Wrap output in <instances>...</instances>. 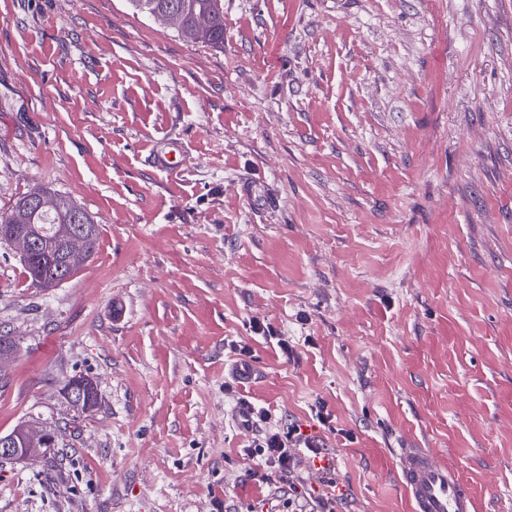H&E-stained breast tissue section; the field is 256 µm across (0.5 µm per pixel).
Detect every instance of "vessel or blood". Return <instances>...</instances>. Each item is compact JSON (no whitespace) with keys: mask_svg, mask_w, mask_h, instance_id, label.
I'll return each instance as SVG.
<instances>
[{"mask_svg":"<svg viewBox=\"0 0 512 512\" xmlns=\"http://www.w3.org/2000/svg\"><path fill=\"white\" fill-rule=\"evenodd\" d=\"M150 160L156 168L173 171L181 166L182 151L171 144L151 154ZM396 456L413 512H479L475 495L458 472L436 461L429 449L404 446Z\"/></svg>","mask_w":512,"mask_h":512,"instance_id":"1","label":"vessel or blood"}]
</instances>
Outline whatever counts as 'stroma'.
<instances>
[{"label":"stroma","instance_id":"1","mask_svg":"<svg viewBox=\"0 0 512 512\" xmlns=\"http://www.w3.org/2000/svg\"><path fill=\"white\" fill-rule=\"evenodd\" d=\"M38 189L99 241L55 288L0 242V434L61 445L0 462V512H281L292 481L412 512L401 444L512 512V0H224L220 48L127 0H0V213ZM244 402L323 458L248 456ZM182 155L180 147L169 144L163 150L156 151V153L151 152L150 160L156 168L174 171L181 167ZM96 390V384L93 380H75L64 389L66 399L72 406H81L90 404L93 398L92 391Z\"/></svg>","mask_w":512,"mask_h":512}]
</instances>
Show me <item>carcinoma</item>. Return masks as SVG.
I'll return each instance as SVG.
<instances>
[{
	"mask_svg": "<svg viewBox=\"0 0 512 512\" xmlns=\"http://www.w3.org/2000/svg\"><path fill=\"white\" fill-rule=\"evenodd\" d=\"M137 13L165 14L176 10L180 24L176 31L182 37L215 47L224 45V0H128ZM93 218L72 201L46 215L31 206L29 197L19 199L8 213L0 214V241L7 235L10 224H92ZM60 259L55 253L39 254L23 263L30 284L36 288H51Z\"/></svg>",
	"mask_w": 512,
	"mask_h": 512,
	"instance_id": "cac0c4a2",
	"label": "carcinoma"
}]
</instances>
